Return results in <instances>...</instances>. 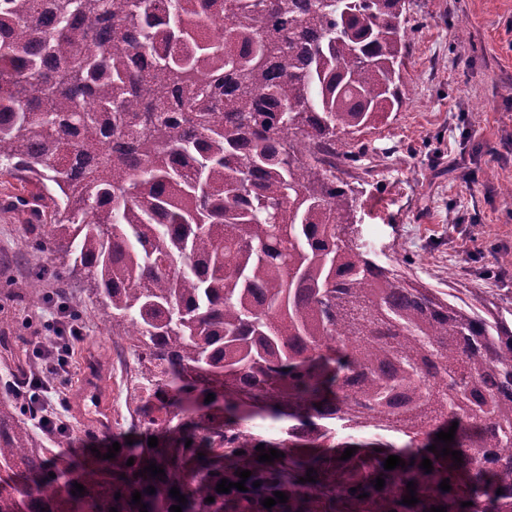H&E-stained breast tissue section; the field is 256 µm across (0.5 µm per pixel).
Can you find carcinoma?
I'll use <instances>...</instances> for the list:
<instances>
[{"label":"carcinoma","instance_id":"cac0c4a2","mask_svg":"<svg viewBox=\"0 0 512 512\" xmlns=\"http://www.w3.org/2000/svg\"><path fill=\"white\" fill-rule=\"evenodd\" d=\"M406 24V0H0V171L53 219L28 225L32 259L63 254L55 277L92 284L136 348L129 414L169 398L99 460L64 428L44 447L31 401L1 398L0 512H140L136 491L168 512L174 486L182 512L276 491V512H512V325L373 258L336 176L408 100ZM244 470L247 491L197 498Z\"/></svg>","mask_w":512,"mask_h":512}]
</instances>
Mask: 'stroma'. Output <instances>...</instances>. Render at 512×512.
<instances>
[{"label":"stroma","mask_w":512,"mask_h":512,"mask_svg":"<svg viewBox=\"0 0 512 512\" xmlns=\"http://www.w3.org/2000/svg\"><path fill=\"white\" fill-rule=\"evenodd\" d=\"M407 18L411 96L366 134V156L343 174L357 197V235L381 262L477 311L512 308V264L497 261L512 255V0H409ZM23 192L20 180L0 174V330L13 338L11 352L0 349V386L56 334L58 305L45 298L52 278L41 297L20 300L5 287L29 273L23 254L32 237L1 207ZM69 294L81 303L83 336L59 385L67 405L56 416L76 450H108L127 424L106 430L92 418L100 408L124 413L137 355L112 367L102 298L82 282Z\"/></svg>","instance_id":"1"}]
</instances>
